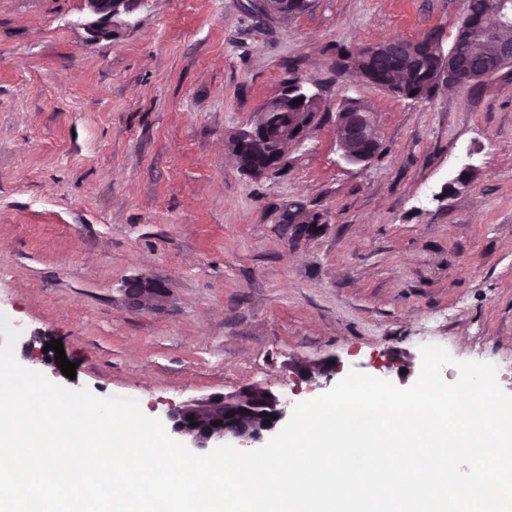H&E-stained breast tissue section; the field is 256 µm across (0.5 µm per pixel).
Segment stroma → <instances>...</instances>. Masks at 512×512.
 <instances>
[{"instance_id":"stroma-1","label":"stroma","mask_w":512,"mask_h":512,"mask_svg":"<svg viewBox=\"0 0 512 512\" xmlns=\"http://www.w3.org/2000/svg\"><path fill=\"white\" fill-rule=\"evenodd\" d=\"M247 5L143 0L94 40L82 0H0V312L18 361L164 421L250 385L290 411L353 370L406 387L424 344L494 363L512 394V67L400 97L337 72V51L430 32L450 48L463 0H314L268 25ZM292 68L319 88L317 127L281 173L248 177L225 142ZM351 100L381 134L359 165L336 143ZM293 202L320 215L313 233L284 229ZM136 276L165 285L161 310L131 306ZM316 360L336 373L306 378Z\"/></svg>"}]
</instances>
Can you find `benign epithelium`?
<instances>
[{
	"label": "benign epithelium",
	"instance_id": "obj_1",
	"mask_svg": "<svg viewBox=\"0 0 512 512\" xmlns=\"http://www.w3.org/2000/svg\"><path fill=\"white\" fill-rule=\"evenodd\" d=\"M143 0H83L82 26L95 40L109 39L123 19L132 14ZM309 0H266L269 13L295 17L305 11ZM512 28V0H496L486 12L479 27L474 29L471 48L486 37ZM366 56L373 61H388L400 57L412 59L416 65L437 71L446 56L439 42L432 36L416 40L393 38L371 44ZM294 96L308 104L318 103L319 96L310 91L306 81L294 78L268 98L257 117L246 129L237 131L231 140L237 146L260 141L266 146L270 162L261 168L246 170L251 178H263L276 173L288 162V147L307 140L318 124L317 112L305 114V123L280 125L266 124L269 113L286 107ZM336 141L343 159L350 164L370 161L379 147V129L372 112L336 113ZM131 304L143 311H155L163 306L168 291L161 284L144 277L130 280L125 288ZM285 416L279 396L271 390L252 385L237 391L198 398L174 408L169 418L174 432L187 437L193 447L212 448L227 439L240 442L257 441L275 429Z\"/></svg>",
	"mask_w": 512,
	"mask_h": 512
}]
</instances>
